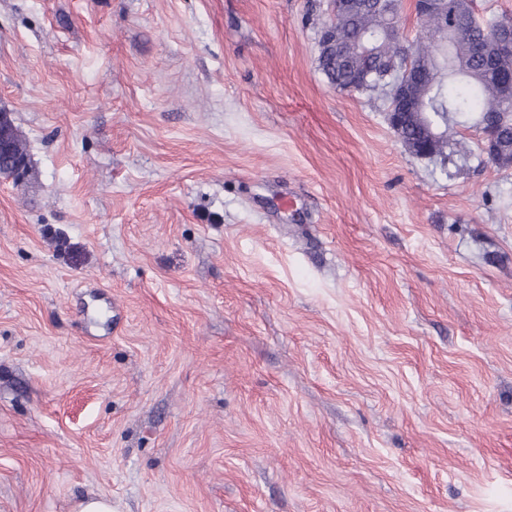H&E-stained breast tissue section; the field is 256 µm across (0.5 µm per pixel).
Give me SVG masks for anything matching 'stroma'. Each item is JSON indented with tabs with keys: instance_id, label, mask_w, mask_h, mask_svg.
Wrapping results in <instances>:
<instances>
[{
	"instance_id": "obj_1",
	"label": "stroma",
	"mask_w": 512,
	"mask_h": 512,
	"mask_svg": "<svg viewBox=\"0 0 512 512\" xmlns=\"http://www.w3.org/2000/svg\"><path fill=\"white\" fill-rule=\"evenodd\" d=\"M327 4L0 0V512H512V165ZM339 0L330 1V20L335 26L329 31V35L336 39V26L341 14L338 9ZM399 12L394 9L388 15H376L365 10L343 11V25L337 26L338 40L341 42L344 51L343 61L331 59L321 61L319 54V67L326 76L330 84L336 89L349 93H363L368 91L380 90L385 86L381 74L384 72L381 67L375 66L376 73L371 75L367 86H360V70L361 61L357 58L356 53V37L361 31H369L371 36L384 44L387 32L394 30L399 31ZM9 117L6 113L2 112L0 114V152L7 154L10 146H9V139L11 141V146L13 153L16 155H20L27 158L26 154V148L25 144L20 139L19 135L17 134L16 129L13 126L12 121L10 122L9 126V139L6 137V125L8 124Z\"/></svg>"
}]
</instances>
